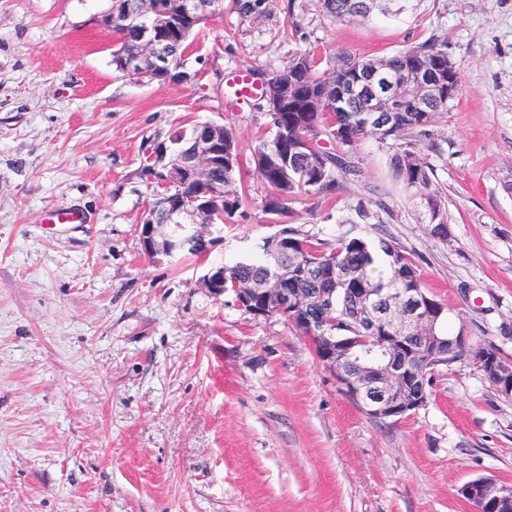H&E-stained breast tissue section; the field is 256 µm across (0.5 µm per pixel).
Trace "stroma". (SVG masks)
Listing matches in <instances>:
<instances>
[{"instance_id": "obj_1", "label": "stroma", "mask_w": 512, "mask_h": 512, "mask_svg": "<svg viewBox=\"0 0 512 512\" xmlns=\"http://www.w3.org/2000/svg\"><path fill=\"white\" fill-rule=\"evenodd\" d=\"M400 4L342 22L318 0H271L251 21L228 8L186 49L196 80L148 84L112 68V0H0V512H474L465 482L512 486V399L468 359L434 370L424 406L378 420L285 318L202 285L278 229L252 164L267 118L228 103L226 75L436 35L462 91L430 138L362 141L358 176L298 196L288 224L331 248L391 240L450 332L512 360V0ZM203 123L237 132L242 207L206 259H152L140 167ZM404 148L435 169L447 239L389 175ZM360 201L380 223H341ZM70 209L81 222L53 223Z\"/></svg>"}]
</instances>
